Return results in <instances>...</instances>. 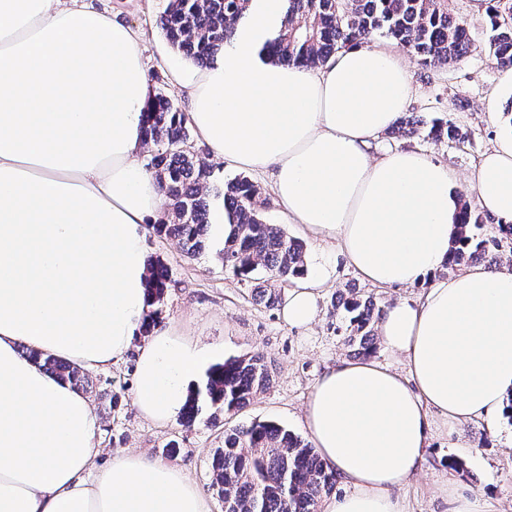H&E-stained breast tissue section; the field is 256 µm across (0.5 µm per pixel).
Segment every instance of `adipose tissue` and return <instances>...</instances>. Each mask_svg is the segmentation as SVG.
Listing matches in <instances>:
<instances>
[{"mask_svg": "<svg viewBox=\"0 0 512 512\" xmlns=\"http://www.w3.org/2000/svg\"><path fill=\"white\" fill-rule=\"evenodd\" d=\"M286 0H250L219 59L169 67L188 119L214 158L271 172L291 223L334 242L372 285L418 286L378 324L400 374L365 358L327 367L306 410L314 449L348 492L323 512H405L393 495L423 468L430 413L492 419L512 391V268L446 274L456 235V175L413 149L375 154L408 106L392 51L341 49L321 66H282L261 50ZM139 36L71 0H0V512H210L179 468L143 453L100 464L91 400L21 355L83 369L137 352L135 404L166 422L210 361L167 333L142 346L149 309L145 227L162 195L139 157L148 96ZM495 224H512V137L469 178ZM320 274L292 289L283 314H318Z\"/></svg>", "mask_w": 512, "mask_h": 512, "instance_id": "obj_1", "label": "adipose tissue"}]
</instances>
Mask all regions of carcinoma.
I'll use <instances>...</instances> for the list:
<instances>
[{
    "mask_svg": "<svg viewBox=\"0 0 512 512\" xmlns=\"http://www.w3.org/2000/svg\"><path fill=\"white\" fill-rule=\"evenodd\" d=\"M250 0H168L158 19L172 49L201 66L214 63L237 24L246 17ZM451 0H288L278 33L262 48L269 59L283 65L314 67L338 50L385 34L407 47L419 65L435 67L457 62L471 50L466 23L449 8ZM491 26L489 54L500 67H512V0H489ZM142 123L151 153L147 169L168 199L161 220L148 225L159 237L171 238L183 255L199 258L210 241L213 204L223 201L233 232L220 242L217 257L224 271L250 286L254 299L271 308L282 301V290L307 272L304 244L287 235L279 224L264 217L267 203L260 188L246 175L219 179L215 169L196 150L189 121L174 100L161 91L148 96ZM425 133V138L459 145L468 130L451 121L430 127L411 115L391 131ZM482 214L467 199L461 200L458 233L446 268L478 260L500 239L483 233ZM170 283L169 267L149 264L151 309L143 332L150 333L161 315ZM384 305L357 288L332 305L336 334L345 335L357 353L370 356L377 349L375 326ZM28 357L51 374L84 390L87 380L80 368L36 352ZM275 382L271 362L262 352L231 358L209 368L205 380L183 406L186 423L208 411L233 416L257 394ZM212 487L224 502V512H318L323 496L336 485V473L313 446L273 421L224 428V447L215 451Z\"/></svg>",
    "mask_w": 512,
    "mask_h": 512,
    "instance_id": "carcinoma-1",
    "label": "carcinoma"
}]
</instances>
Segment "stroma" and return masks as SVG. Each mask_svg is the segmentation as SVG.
I'll use <instances>...</instances> for the list:
<instances>
[{
    "mask_svg": "<svg viewBox=\"0 0 512 512\" xmlns=\"http://www.w3.org/2000/svg\"><path fill=\"white\" fill-rule=\"evenodd\" d=\"M93 9L109 12L139 34L141 53L149 90H163L179 108H186L184 89L174 85L163 62L173 50L157 26L166 0H85ZM452 9L466 22L473 41L469 55L461 61L425 68L402 45L375 35L371 44L398 54L407 64L412 81L409 111L423 119L451 120L464 126L470 137L464 145L434 143L418 136L398 140L382 137L378 150L416 149L432 160L450 166L458 175V192L474 197L467 181L483 153L502 136L512 133V124L502 115V106L512 98L505 68L496 66L489 56L488 29L484 16L475 14L471 0H452ZM266 198V217L283 225L289 236L306 241L308 266H323L326 277L318 291V318L309 328L288 325L281 309L257 304L248 288L226 273L214 250L201 258L182 255L177 243L146 233L148 259H160L170 269L171 283L158 326L168 332L212 349L215 362L256 351L266 354L275 368L273 387L259 394L245 410L233 416V423L274 420L299 436H306L304 409L312 387L329 364L354 356L343 336L337 335L329 318L331 299L336 292L353 285L389 301L417 299L420 287L379 288L364 284L360 276L346 266L330 243L309 242L300 225L289 223L276 200L270 175L252 177ZM136 351L124 361L105 370L89 371L94 384L90 395L94 402L99 429L96 435L103 448L112 452L144 453L177 466L205 495L210 512H224V504L211 487L210 466L215 448L223 442V422L208 424L198 418L186 424L182 415H174L158 425L143 418L134 404ZM119 393L121 402L111 406V393ZM176 452H169V445ZM456 481L469 494L479 495L485 512H512V419L499 416L494 421L475 420L448 429L434 421L423 471L397 489L407 512H450L451 505L440 488Z\"/></svg>",
    "mask_w": 512,
    "mask_h": 512,
    "instance_id": "1",
    "label": "stroma"
}]
</instances>
